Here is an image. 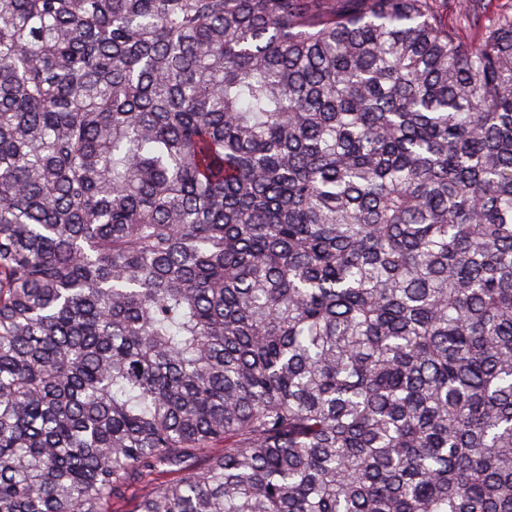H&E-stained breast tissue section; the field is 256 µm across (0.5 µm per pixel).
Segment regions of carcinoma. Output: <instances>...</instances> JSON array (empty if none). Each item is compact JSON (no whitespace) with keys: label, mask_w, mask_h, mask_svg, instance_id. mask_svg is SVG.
<instances>
[{"label":"carcinoma","mask_w":512,"mask_h":512,"mask_svg":"<svg viewBox=\"0 0 512 512\" xmlns=\"http://www.w3.org/2000/svg\"><path fill=\"white\" fill-rule=\"evenodd\" d=\"M512 512V7L0 0V512Z\"/></svg>","instance_id":"1"}]
</instances>
